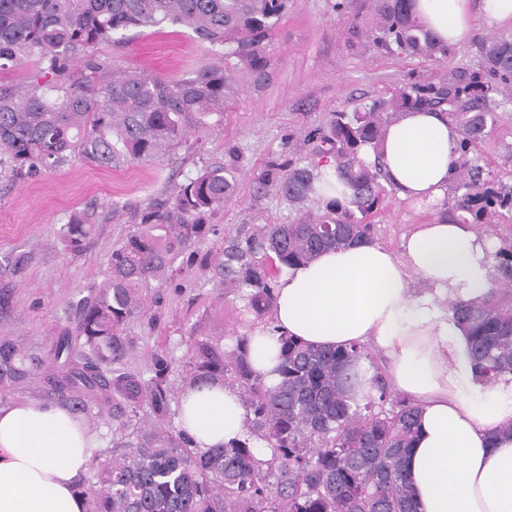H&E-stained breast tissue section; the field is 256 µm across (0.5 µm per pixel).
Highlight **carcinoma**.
<instances>
[{
  "label": "carcinoma",
  "instance_id": "obj_1",
  "mask_svg": "<svg viewBox=\"0 0 512 512\" xmlns=\"http://www.w3.org/2000/svg\"><path fill=\"white\" fill-rule=\"evenodd\" d=\"M289 0H0V71L27 59L40 74L23 91L0 87V156L8 178L53 170L80 156L106 169L164 157L224 122L243 89L273 78L269 38ZM373 43L389 53L434 58L438 47L410 0H376ZM184 27L209 45L219 63L171 80L144 70H118L95 54L126 40L132 28ZM512 80V42L491 41L481 62L451 70L436 83H412L368 109L330 114L309 133L314 147L295 162L272 161L262 187L303 212L295 224H257L224 239L214 270L224 285L246 288L244 311L271 313L282 265L306 262L327 248L371 239L370 218L389 193L379 167L361 158L378 147L403 113L439 109L459 128L453 192L463 222L512 215V184L483 176L471 156L498 123L493 94ZM331 162L350 194L324 199L316 182ZM239 155L202 166L174 190L168 207H148L112 250L103 281L76 305L75 317L41 343L0 337V402L18 394L66 408L82 421L112 419L107 449L92 455L78 479L86 512H416L404 462L418 407L392 394L373 368L371 391L357 400L356 364L364 347H318L281 336L280 382L266 385L247 359L248 334L191 336L179 373L153 359L126 367L137 347L126 334L143 293L161 283L192 241L209 231L201 219L237 190ZM87 213L62 228L67 250L84 249ZM466 331L474 364L487 381L512 375V241L494 253L492 286L480 302H449ZM221 382L237 390L249 417L246 437L203 453L171 420L178 385ZM265 443L271 454L255 448Z\"/></svg>",
  "mask_w": 512,
  "mask_h": 512
}]
</instances>
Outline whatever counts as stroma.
<instances>
[{
  "mask_svg": "<svg viewBox=\"0 0 512 512\" xmlns=\"http://www.w3.org/2000/svg\"><path fill=\"white\" fill-rule=\"evenodd\" d=\"M374 14V0H291L272 38L278 66L269 85L241 94L222 126L191 135L169 158L106 170L76 156L56 171L17 182L0 179V336L36 343L52 336L101 281L113 248L142 211L166 207L171 190L204 162L239 150L243 176L236 198L205 216L213 231L190 247L200 256L218 252L225 235L299 218L286 199L261 189L258 176L270 160L285 158L287 147H302L329 113L368 106L405 84L435 82L452 69L475 65L487 39L512 41L511 28L479 23L438 59L391 54L352 33L353 21L367 23ZM128 36L121 44H100L96 55L117 68L165 78L212 61L207 46L183 28H138ZM497 98V126L474 155L493 177L512 184V86ZM82 212L93 215V230L85 249L74 254L65 249L61 229ZM433 218V210H417L391 194L372 219L373 237L397 251L404 236ZM244 304L241 292L224 287L213 271L193 265L171 273L129 323L138 339L129 367L146 369L157 355L181 367L192 336L232 341L249 325Z\"/></svg>",
  "mask_w": 512,
  "mask_h": 512,
  "instance_id": "35a3bbf8",
  "label": "stroma"
}]
</instances>
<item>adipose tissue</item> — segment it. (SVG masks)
<instances>
[{
	"instance_id": "obj_1",
	"label": "adipose tissue",
	"mask_w": 512,
	"mask_h": 512,
	"mask_svg": "<svg viewBox=\"0 0 512 512\" xmlns=\"http://www.w3.org/2000/svg\"><path fill=\"white\" fill-rule=\"evenodd\" d=\"M441 47L475 21L512 27V0H412ZM460 135L446 114L410 111L391 124L367 163L409 202L441 203L456 172ZM493 247L471 225L443 216L417 225L393 252L377 241L329 249L282 269L269 325L249 334L248 357L267 385L279 381V338L310 345L368 344L382 352L394 391L419 406L405 460L417 512H512V375L482 380L449 301L482 300ZM238 393L185 387L178 427L204 451L245 437ZM95 445L62 406L17 398L0 404V512H85L75 492Z\"/></svg>"
}]
</instances>
